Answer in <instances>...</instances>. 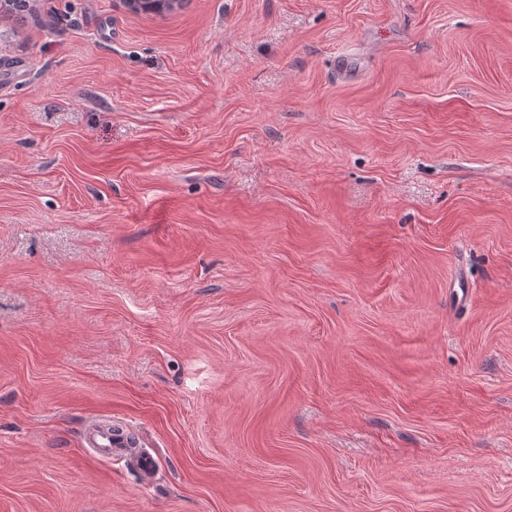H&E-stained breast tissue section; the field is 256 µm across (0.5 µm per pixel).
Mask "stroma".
Here are the masks:
<instances>
[{"instance_id": "35a3bbf8", "label": "stroma", "mask_w": 512, "mask_h": 512, "mask_svg": "<svg viewBox=\"0 0 512 512\" xmlns=\"http://www.w3.org/2000/svg\"><path fill=\"white\" fill-rule=\"evenodd\" d=\"M0 512H512V0L0 13ZM84 441L94 448L101 459L112 460L113 458L122 459L128 457L126 448L114 439V436L107 428L94 427L89 432L85 431Z\"/></svg>"}]
</instances>
